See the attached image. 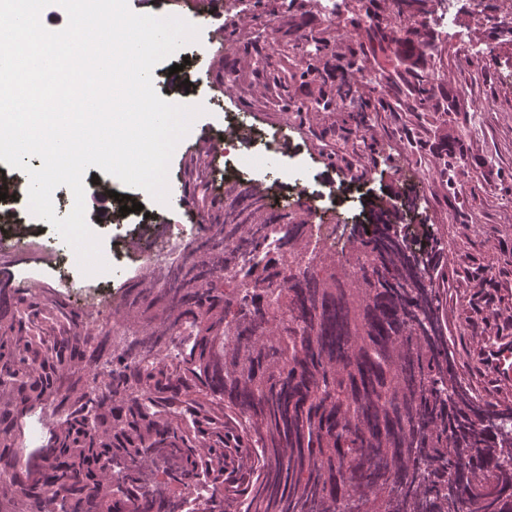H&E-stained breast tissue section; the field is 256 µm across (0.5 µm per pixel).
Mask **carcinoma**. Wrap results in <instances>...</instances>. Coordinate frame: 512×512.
Instances as JSON below:
<instances>
[{
	"label": "carcinoma",
	"instance_id": "obj_1",
	"mask_svg": "<svg viewBox=\"0 0 512 512\" xmlns=\"http://www.w3.org/2000/svg\"><path fill=\"white\" fill-rule=\"evenodd\" d=\"M368 0L347 62L362 72L376 50L393 70L364 111L412 100L439 110L442 49L417 28L380 20ZM271 31L257 55L277 57L272 82L307 81L336 37L288 63ZM358 86L342 81L315 103L331 111ZM464 155L443 143L426 172L453 186ZM334 257L310 225L267 207L255 186L225 193L224 221L205 226L194 258L152 272L124 309L137 328L122 344L66 304L0 279V512H28L50 493L60 512H512V405L484 400L459 376L442 317L445 257L423 264L392 216ZM276 242L275 250L269 243ZM245 253L262 254L244 267ZM279 337L263 340L270 322ZM185 336L187 357L156 359ZM53 405L46 455L29 468L14 446L19 413ZM255 466L226 485L228 449Z\"/></svg>",
	"mask_w": 512,
	"mask_h": 512
}]
</instances>
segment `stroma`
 Masks as SVG:
<instances>
[{"label":"stroma","mask_w":512,"mask_h":512,"mask_svg":"<svg viewBox=\"0 0 512 512\" xmlns=\"http://www.w3.org/2000/svg\"><path fill=\"white\" fill-rule=\"evenodd\" d=\"M247 9L255 34L264 33L272 23L280 29V40L296 46L320 37L329 25L319 0H293L288 12L275 19L254 0H249ZM223 24L218 48L196 63L204 92L239 112L247 124L265 129L281 124L280 113L255 98L229 96L235 73L248 72L249 67L235 13H224ZM456 28L460 39L434 36L443 48L439 75L448 92L447 110L419 112L406 105L400 112L387 113L385 121L375 126L376 138L368 140L361 103L349 100L323 113L314 126L298 125L295 133L281 139L278 152L266 157L268 167L277 172L287 167L289 153L302 147L316 153L322 177L337 178L343 167L320 155L321 137L362 147L363 173L352 189L354 205L321 210L313 200L289 199L282 185L273 180L264 182L261 189L268 202L285 204L289 212L309 223L331 225L340 242L374 224L380 207L395 195L409 194L416 208L409 220L399 224V231L415 239L422 252L448 255L444 315L453 336L457 370L486 399L512 404V382L502 380L495 354L502 344H512V38L501 37L467 11L457 15ZM462 39L471 47L466 57L458 45ZM355 47L351 31H343L335 51L321 62L319 83L291 85L290 96L308 103L320 84L341 81L342 59ZM482 106L493 109L485 124L479 121ZM223 125V113L198 116L173 153L168 178L185 184V202L157 204L142 189H119L159 223L180 213L197 214L198 223L184 227L185 239L175 247L174 262L189 260L203 225L224 216L227 181L223 169H212L210 151L214 132ZM407 133L427 149L444 142L449 150L464 154L466 165L457 173L456 188L405 168L391 141Z\"/></svg>","instance_id":"obj_1"}]
</instances>
